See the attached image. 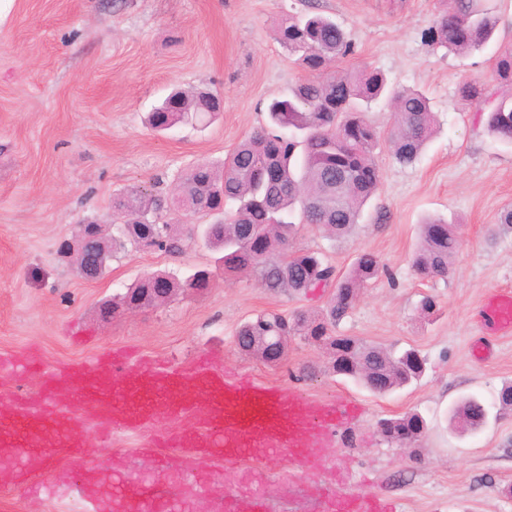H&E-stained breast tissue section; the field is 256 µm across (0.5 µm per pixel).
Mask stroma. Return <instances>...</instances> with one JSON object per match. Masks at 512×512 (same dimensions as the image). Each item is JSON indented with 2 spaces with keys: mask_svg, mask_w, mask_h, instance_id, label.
I'll return each mask as SVG.
<instances>
[{
  "mask_svg": "<svg viewBox=\"0 0 512 512\" xmlns=\"http://www.w3.org/2000/svg\"><path fill=\"white\" fill-rule=\"evenodd\" d=\"M449 2L0 0V355L35 344L49 365L60 366L126 346L175 367L220 347L227 377L248 374L263 386L365 408L331 429L319 469L292 459L271 474L255 453L233 465L211 462L206 487L138 454L152 429L112 436L100 469L121 458L122 478L144 499L182 512H223L230 491L260 498L266 512H324L312 492L321 484L370 493L395 512H512V410L496 408L500 390L512 384V335L496 334L482 319L488 296L512 290V233L497 228L501 211L512 208V146L488 132L482 102L462 95L472 84L512 97V82L494 70L497 45L512 44V0H482L498 20L497 43L471 54L428 41ZM313 13L331 17L355 45L333 71L378 70L394 87L424 92L435 114L434 137L414 164L397 163L388 147L377 150L381 183L350 235L333 240L306 226L288 243L290 252L324 255L340 276L360 252L379 257L383 272L360 290L338 331L425 357L422 380L387 396L333 374L327 350L309 340L291 337L274 364L238 350L244 321L265 311L320 319L332 291L274 295L251 274L225 275L215 251L192 233L214 223L213 215L158 213V223L184 227L181 252L116 250L97 281L80 278L57 252L78 224H113L117 196L145 189L169 197L194 165H221L265 123L271 100L308 78L277 27ZM175 87L217 92L224 110L204 124L155 131L146 117ZM429 217L453 224L460 239L444 280L420 277L411 266ZM203 269L211 273L207 289L100 315L104 302H119L144 277ZM426 295L437 303L430 314L420 309ZM479 342L490 347L489 358L475 357ZM467 395L493 407L490 424L476 433L451 416ZM409 412L427 423L418 440L404 449L382 441L379 420ZM48 481L0 495V512H84L66 469Z\"/></svg>",
  "mask_w": 512,
  "mask_h": 512,
  "instance_id": "1",
  "label": "stroma"
}]
</instances>
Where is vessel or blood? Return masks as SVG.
<instances>
[{
  "instance_id": "b4317fda",
  "label": "vessel or blood",
  "mask_w": 512,
  "mask_h": 512,
  "mask_svg": "<svg viewBox=\"0 0 512 512\" xmlns=\"http://www.w3.org/2000/svg\"><path fill=\"white\" fill-rule=\"evenodd\" d=\"M490 315L500 329L512 331V295L492 297ZM11 363L37 374L41 387L33 396L6 397L11 413L0 419V456L29 451L31 468L0 474L1 491L60 466L86 475L94 472L98 449L82 434L72 413L76 406H92L97 427L115 434L163 419H182V426L142 445L140 453L164 466L168 449L174 448L191 469L211 461L235 462L263 448L269 468H277L282 450L316 467L329 428L351 411L341 399L315 400L292 388L227 379L220 348L175 370L145 360L130 363L120 351L56 370L43 366L38 351L31 348ZM113 495L127 512L161 509L160 503H144L138 488L128 482L114 487ZM325 505L328 512H390L377 497L362 493L329 499Z\"/></svg>"
}]
</instances>
